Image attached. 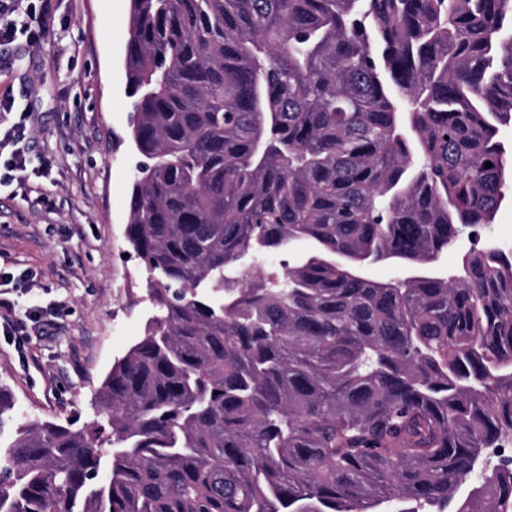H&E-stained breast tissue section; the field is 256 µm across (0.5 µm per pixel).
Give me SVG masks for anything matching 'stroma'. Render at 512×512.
Wrapping results in <instances>:
<instances>
[{"instance_id":"1","label":"stroma","mask_w":512,"mask_h":512,"mask_svg":"<svg viewBox=\"0 0 512 512\" xmlns=\"http://www.w3.org/2000/svg\"><path fill=\"white\" fill-rule=\"evenodd\" d=\"M129 0H57L41 43L0 67V93L27 114L37 185L0 186V267L34 273L28 298L57 306L22 344L0 335V384L20 416L94 418L91 399L113 361L144 331L145 281L124 253L132 100L124 57Z\"/></svg>"}]
</instances>
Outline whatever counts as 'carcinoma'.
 <instances>
[{
  "label": "carcinoma",
  "instance_id": "obj_1",
  "mask_svg": "<svg viewBox=\"0 0 512 512\" xmlns=\"http://www.w3.org/2000/svg\"><path fill=\"white\" fill-rule=\"evenodd\" d=\"M129 14L152 310L89 425L0 385V512H512V247L431 271L512 193V0Z\"/></svg>",
  "mask_w": 512,
  "mask_h": 512
}]
</instances>
